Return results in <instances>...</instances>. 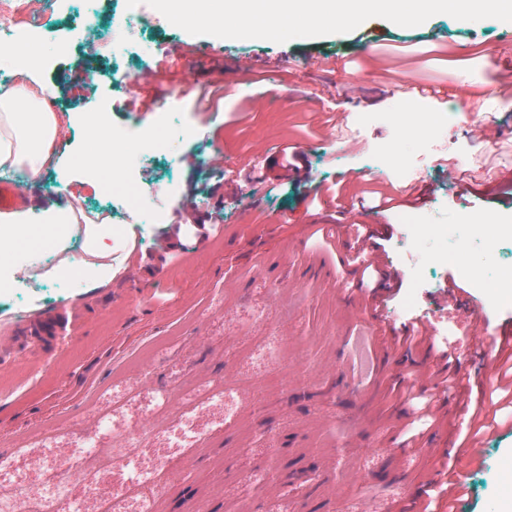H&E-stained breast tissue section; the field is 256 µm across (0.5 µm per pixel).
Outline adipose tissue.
<instances>
[{"label": "adipose tissue", "mask_w": 512, "mask_h": 512, "mask_svg": "<svg viewBox=\"0 0 512 512\" xmlns=\"http://www.w3.org/2000/svg\"><path fill=\"white\" fill-rule=\"evenodd\" d=\"M49 48L36 40H23L0 53V64H10L14 81L0 85V172H10L21 183L32 185L57 161L55 144L61 118L54 112L48 88L37 78ZM96 136L88 138L83 152L86 167L115 177L119 166L112 156L111 130L104 118L92 119ZM39 221L54 238L71 234L84 238L81 255H62L51 269L54 277L79 279L97 286L112 277V246L101 221L88 218L73 207L53 205L38 214L17 211L0 216V286L15 276L32 272L29 262L15 261L18 240Z\"/></svg>", "instance_id": "adipose-tissue-1"}]
</instances>
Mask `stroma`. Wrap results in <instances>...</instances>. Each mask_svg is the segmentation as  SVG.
<instances>
[{
	"instance_id": "1",
	"label": "stroma",
	"mask_w": 512,
	"mask_h": 512,
	"mask_svg": "<svg viewBox=\"0 0 512 512\" xmlns=\"http://www.w3.org/2000/svg\"><path fill=\"white\" fill-rule=\"evenodd\" d=\"M127 0H67L37 35L53 55L40 79L53 108L74 121L57 141L58 167L31 188L38 207L108 210V226L130 254L110 283L22 279L0 288V343L21 319L75 304V327L54 352L34 359L17 349L0 362V458L9 475L0 498L18 496L66 464L77 438L95 441L86 469L98 475L70 493L82 512L101 502L118 512H400L437 471L461 470L455 512H512V387L495 391L496 348L468 351L469 322L489 331L512 326V42L493 18L446 14L405 28L370 19L364 29L284 43L193 36L153 14L127 17ZM243 59L247 68H235ZM149 74L143 86L125 73ZM444 85V99L403 89L402 80ZM394 112H422L424 132L446 125L464 161L457 185L447 161L423 180L424 256L382 313L396 332L426 318L434 334L450 328L451 364L469 382L466 399L433 388V354L393 350L390 370L368 365L387 341L360 295L337 224L376 223L384 263L400 265L413 231L403 206L380 210L379 192L416 160L421 133L394 126ZM340 113L366 116L359 145L329 136ZM139 140L145 127L162 153L133 156L130 177L160 223L128 221L105 193L104 174L87 182L80 150L89 115ZM303 152L311 179L284 168L282 152ZM346 205L330 212L331 199ZM213 218L208 237L176 238L178 217ZM478 272L475 283L460 266ZM459 288L463 304L446 310L440 295ZM172 393L170 403L159 391ZM432 410L483 406L494 428L472 437L452 427L425 429L416 447L401 427L415 402ZM187 416L197 436L178 430ZM141 431L138 442L126 437ZM478 440L479 461L460 445ZM131 457L149 469L193 464L192 475L154 492H129L125 476L102 472Z\"/></svg>"
}]
</instances>
